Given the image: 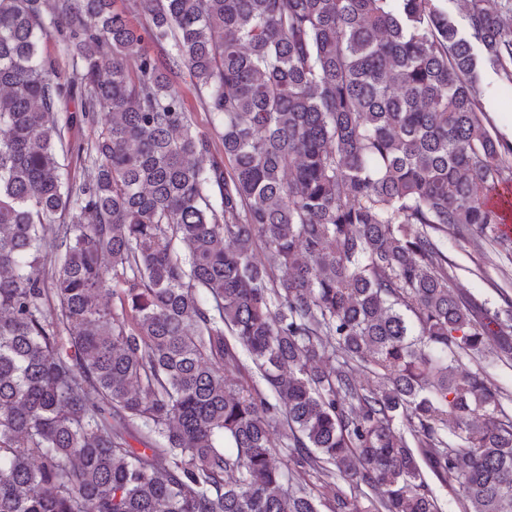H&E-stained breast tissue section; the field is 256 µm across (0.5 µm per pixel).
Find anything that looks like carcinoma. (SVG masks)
<instances>
[{
	"instance_id": "carcinoma-1",
	"label": "carcinoma",
	"mask_w": 512,
	"mask_h": 512,
	"mask_svg": "<svg viewBox=\"0 0 512 512\" xmlns=\"http://www.w3.org/2000/svg\"><path fill=\"white\" fill-rule=\"evenodd\" d=\"M462 3L0 0V512H444L425 466L512 512V413L456 367L512 315L439 244L512 251V0ZM42 50L46 56L51 58H59L60 60L65 61V68L62 70V75L65 80L77 81V79L80 77L81 67L80 65L77 67H72L71 62H68L66 59H64V46L61 38L55 32H52L48 38L44 39L42 43ZM484 87V104L490 111L493 125L498 132L512 137V88H507L490 69L481 72ZM178 84L187 106L194 112L198 125L202 128L208 129L213 134L217 144V149H219L220 143L218 137L216 136L220 131L219 118L212 112H206L202 108L197 98L196 91L186 73L182 74V76L178 79Z\"/></svg>"
}]
</instances>
